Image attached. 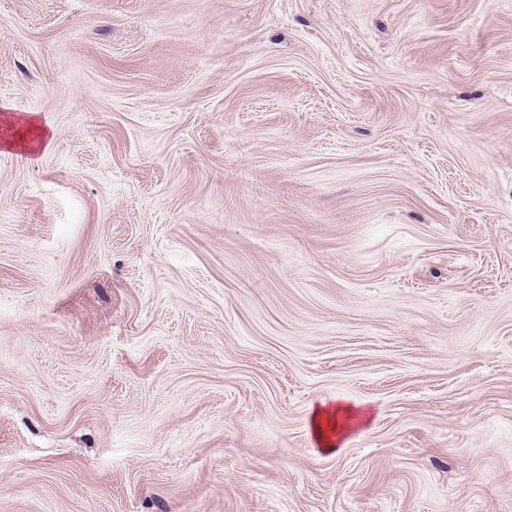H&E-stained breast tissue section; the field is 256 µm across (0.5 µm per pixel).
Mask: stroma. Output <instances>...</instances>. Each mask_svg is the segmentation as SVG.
Listing matches in <instances>:
<instances>
[{"label":"stroma","mask_w":512,"mask_h":512,"mask_svg":"<svg viewBox=\"0 0 512 512\" xmlns=\"http://www.w3.org/2000/svg\"><path fill=\"white\" fill-rule=\"evenodd\" d=\"M0 512H512V0H0ZM26 131L28 134L33 136H30L28 139L27 135H24L17 140L7 142V144L11 147L20 146L24 152L31 155H36L41 151H45L49 148L51 140L49 142L46 141L45 130L41 128L33 119L26 121ZM338 417L343 419L338 422ZM353 409L349 406H336L333 410L317 408L312 416L313 435L325 450L338 448L339 442L350 429V421L355 418ZM336 436V439L333 437Z\"/></svg>","instance_id":"35a3bbf8"}]
</instances>
